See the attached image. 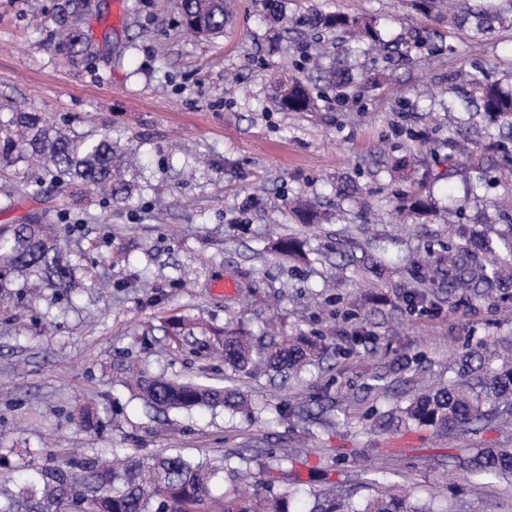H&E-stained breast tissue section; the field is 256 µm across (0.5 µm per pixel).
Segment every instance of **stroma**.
<instances>
[{
	"label": "stroma",
	"mask_w": 512,
	"mask_h": 512,
	"mask_svg": "<svg viewBox=\"0 0 512 512\" xmlns=\"http://www.w3.org/2000/svg\"><path fill=\"white\" fill-rule=\"evenodd\" d=\"M64 0H0V117L40 112L76 132L94 131L136 148L134 203H105L93 188L34 193L36 170L0 166V224L40 214L63 227L73 262L67 294L28 295L24 279L0 290V462L29 475L46 458L84 448L148 455L177 450L196 461L228 459L230 485L265 495L294 492L293 512H310L315 492L336 485L361 505L373 482L404 488L436 512H512V484L472 479L453 462L462 451L512 448V426L489 423L459 435L389 425L419 389L455 380L459 358L498 357L512 348V300H479L425 288L408 270L456 238L444 211L457 182L430 186L439 213L395 234V195L418 189L424 167L406 129L425 121L388 108L414 101L463 61L512 70V33L476 43L444 35L447 52L422 66L390 65V83L311 112L280 110L277 81L300 75L314 44L288 40L264 0H227L218 38L179 24L177 0H90L78 24L97 46L78 61L55 45ZM312 9L386 19L387 31L437 30L412 0H288L287 15ZM356 191L337 194L340 182ZM315 201L323 223H300L296 199ZM87 218L81 230L71 221ZM297 240L299 255L276 251ZM426 292L409 308L404 297ZM203 331L174 343L167 320ZM284 335L323 336L332 352L300 379L235 376L254 416L173 410L145 416L125 388L117 359L157 375L223 383L217 336L243 322L264 338L269 320ZM149 325L142 335L140 325ZM91 408L101 424H80ZM288 449L289 461L271 452Z\"/></svg>",
	"instance_id": "stroma-1"
}]
</instances>
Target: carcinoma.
<instances>
[{
    "mask_svg": "<svg viewBox=\"0 0 512 512\" xmlns=\"http://www.w3.org/2000/svg\"><path fill=\"white\" fill-rule=\"evenodd\" d=\"M417 10L448 25L469 39L487 42L512 30V0H413ZM183 25L196 36L219 37L229 15L226 0H181ZM288 30L311 32L322 41L329 36L343 44L331 63L311 58L316 80L336 97L357 82L381 84L387 63L405 64L420 56H435L439 34L409 29L386 37L375 17H350L340 12L313 9L288 20ZM59 43L72 54L96 55L92 41L73 24L58 32ZM279 107L287 112H308L317 100L304 78L295 77L276 87ZM429 104H414L412 111L431 115L446 112L455 126L448 138L434 125L433 135L421 147L429 155L448 147V170L440 178H458L462 195L448 204V223L460 225L459 240L428 267L414 265L412 276L433 285L468 288L482 300L512 290V197H488L493 169L512 172V77H499L482 67L461 68L448 75L445 87L427 95ZM125 153L107 135L75 133L38 112H14L0 119V160L27 162L63 188L73 181L98 190L107 200H127L134 185L125 178ZM475 207L476 230L463 224L465 208ZM395 210L405 223L428 219L433 207L419 193L397 198ZM76 266L61 253L57 225L39 220L29 224L0 225V288L22 277L39 288L68 289L75 282ZM224 365L234 372L255 375L286 373L298 376L323 359L329 346L310 336L283 339L267 348L255 347L244 328L224 329ZM126 385L147 410L169 412L222 407L250 412L236 388L214 386L192 379L172 380L145 367L121 364ZM477 375L424 389L401 410L405 425L428 428L436 434H467L482 422L512 419V361L499 367L487 363ZM456 465L477 479L512 481V448H496L471 457L459 456ZM219 467L195 462L179 452L150 456L126 455L112 450L104 460L82 449L62 461L34 468L31 479L13 489L0 484V512H290L287 495H246L236 488L224 492V501L211 494ZM311 512H430L407 502L392 488H380L357 509L342 500L340 491L323 494Z\"/></svg>",
    "mask_w": 512,
    "mask_h": 512,
    "instance_id": "1",
    "label": "carcinoma"
}]
</instances>
